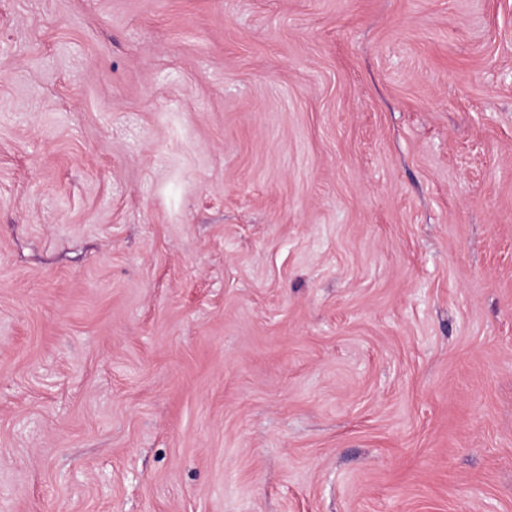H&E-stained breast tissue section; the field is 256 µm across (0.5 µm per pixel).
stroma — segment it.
Instances as JSON below:
<instances>
[{"label": "stroma", "instance_id": "35a3bbf8", "mask_svg": "<svg viewBox=\"0 0 512 512\" xmlns=\"http://www.w3.org/2000/svg\"><path fill=\"white\" fill-rule=\"evenodd\" d=\"M0 512H512V0H0Z\"/></svg>", "mask_w": 512, "mask_h": 512}]
</instances>
